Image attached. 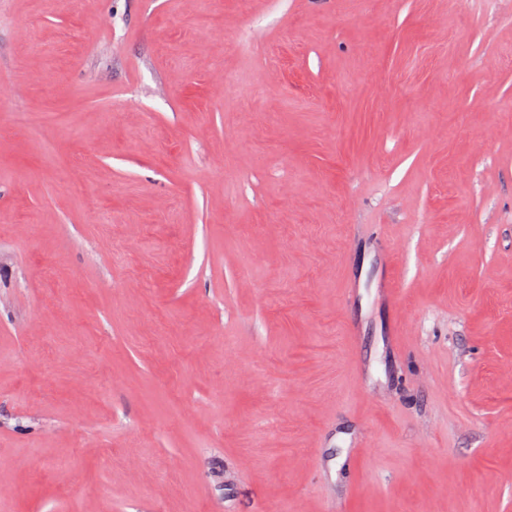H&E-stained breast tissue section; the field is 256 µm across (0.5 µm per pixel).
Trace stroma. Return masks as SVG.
Returning <instances> with one entry per match:
<instances>
[{
    "label": "stroma",
    "instance_id": "stroma-1",
    "mask_svg": "<svg viewBox=\"0 0 512 512\" xmlns=\"http://www.w3.org/2000/svg\"><path fill=\"white\" fill-rule=\"evenodd\" d=\"M0 512H512V0H0Z\"/></svg>",
    "mask_w": 512,
    "mask_h": 512
}]
</instances>
